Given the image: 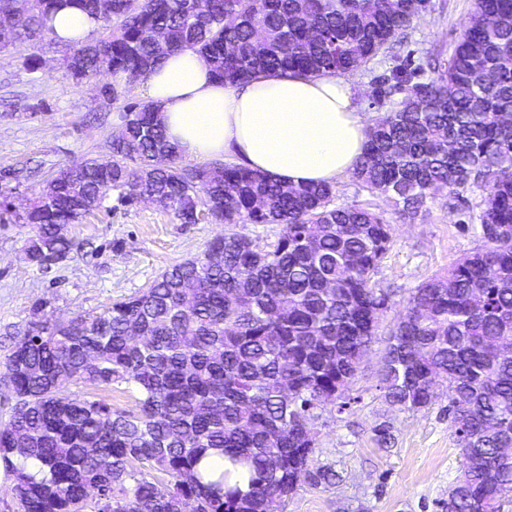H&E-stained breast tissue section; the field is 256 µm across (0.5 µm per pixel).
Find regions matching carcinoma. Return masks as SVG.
<instances>
[{
    "mask_svg": "<svg viewBox=\"0 0 512 512\" xmlns=\"http://www.w3.org/2000/svg\"><path fill=\"white\" fill-rule=\"evenodd\" d=\"M0 0L17 41L42 40L67 3L103 34L65 45L63 68L82 81L112 76L107 98L166 55L190 49L226 83L258 74L354 75L404 38L429 0ZM422 79L407 55L373 76L369 108L389 110L370 128L353 175L393 204L404 223L435 193L477 186L484 245L409 292L404 311L375 276L391 249L383 213L338 201L333 185L289 186L241 165L180 169V148L149 101L124 105L112 160L84 159L55 172L16 223L31 227L26 258L40 266L71 249L59 224L155 194L181 224H280L264 247L243 235L217 238L201 255L161 272L139 294L63 323L38 319L6 363L15 398L0 428V466L15 478L21 512H281L301 479H339L313 465L302 438L314 410L343 413L355 378L385 336L378 387L401 411L448 395L462 457L448 512H501L512 497V0H475L449 60ZM399 99H394V96ZM224 248V265L209 251ZM78 381L134 386L136 409L114 410L66 391ZM224 470L201 468L208 456ZM40 464L43 477L26 472ZM169 477L164 485L138 466ZM247 476V488L230 481Z\"/></svg>",
    "mask_w": 512,
    "mask_h": 512,
    "instance_id": "carcinoma-1",
    "label": "carcinoma"
}]
</instances>
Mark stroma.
Returning <instances> with one entry per match:
<instances>
[{
  "label": "stroma",
  "instance_id": "1",
  "mask_svg": "<svg viewBox=\"0 0 512 512\" xmlns=\"http://www.w3.org/2000/svg\"><path fill=\"white\" fill-rule=\"evenodd\" d=\"M431 3L414 20L407 45L395 47L393 55L448 59L474 2ZM31 54L43 62L35 72L23 65ZM61 55L60 46L46 39L0 52V170L38 171L27 181L0 180V190L18 209L59 168L108 158L111 136L122 123L123 103L108 101L99 91L109 76L75 81L62 68ZM337 190L339 200L377 206L390 221L393 246L377 279L396 290V302L481 243L477 215L483 189L464 192L459 201L437 193L428 213L411 224L400 223L355 180ZM224 231L221 224L179 223L158 205H122L113 190L99 210L65 228L71 249L46 269L26 258L28 227L0 223V425L14 405L3 380L5 364L34 309L63 320L99 313L142 291L165 268L200 255ZM382 349V343L374 344L355 381L356 403L342 413L322 411L312 422L314 463L335 470L338 480L318 487L300 482L283 512H445L460 470L448 398L440 396L415 412L389 406L377 387Z\"/></svg>",
  "mask_w": 512,
  "mask_h": 512
}]
</instances>
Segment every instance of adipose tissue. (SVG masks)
Masks as SVG:
<instances>
[{"instance_id":"adipose-tissue-1","label":"adipose tissue","mask_w":512,"mask_h":512,"mask_svg":"<svg viewBox=\"0 0 512 512\" xmlns=\"http://www.w3.org/2000/svg\"><path fill=\"white\" fill-rule=\"evenodd\" d=\"M99 25L65 6L47 22L59 41H82ZM146 100L160 105L169 138L184 155H229L260 174L291 184H335L361 157L369 119L357 90L336 76H261L230 85L194 51L167 56L142 78Z\"/></svg>"}]
</instances>
